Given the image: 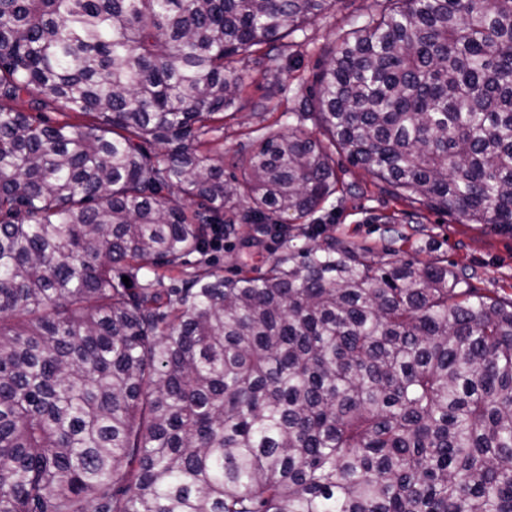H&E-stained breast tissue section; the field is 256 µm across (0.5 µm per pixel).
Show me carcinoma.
I'll return each mask as SVG.
<instances>
[{
  "instance_id": "cac0c4a2",
  "label": "carcinoma",
  "mask_w": 512,
  "mask_h": 512,
  "mask_svg": "<svg viewBox=\"0 0 512 512\" xmlns=\"http://www.w3.org/2000/svg\"><path fill=\"white\" fill-rule=\"evenodd\" d=\"M336 3L0 0V512H512V295L283 220L339 147L512 234V0H379L304 103L328 142L207 148ZM218 228L280 253L226 276Z\"/></svg>"
}]
</instances>
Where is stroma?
<instances>
[{"mask_svg":"<svg viewBox=\"0 0 512 512\" xmlns=\"http://www.w3.org/2000/svg\"><path fill=\"white\" fill-rule=\"evenodd\" d=\"M374 0H338L335 10L319 16L297 32L283 52L282 67L267 71L261 54L246 57L241 66L252 77L243 97L246 107L225 112L212 133L225 154L256 148L253 131L268 123L302 125L317 132L313 118H297L302 100L308 96L327 50L341 30L361 23ZM268 100L263 115H256L252 102ZM336 172L342 190L312 216L327 233L373 247L384 245L389 230L406 236L403 248L409 256L426 263L438 258L473 271L475 287L512 295V234L489 224H470L455 214L421 208L395 198L363 169L351 165L343 152H336Z\"/></svg>","mask_w":512,"mask_h":512,"instance_id":"stroma-1","label":"stroma"}]
</instances>
